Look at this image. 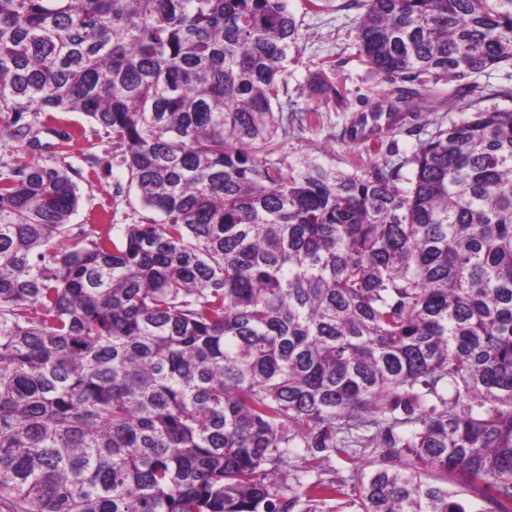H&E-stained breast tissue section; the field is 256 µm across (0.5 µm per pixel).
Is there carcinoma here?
Listing matches in <instances>:
<instances>
[{
  "mask_svg": "<svg viewBox=\"0 0 512 512\" xmlns=\"http://www.w3.org/2000/svg\"><path fill=\"white\" fill-rule=\"evenodd\" d=\"M361 8L386 79L512 66V0ZM297 39L286 0H0V112L84 113L162 215L62 248L68 171L0 172V512H292L296 448L380 450L360 512H512V108L289 168Z\"/></svg>",
  "mask_w": 512,
  "mask_h": 512,
  "instance_id": "obj_1",
  "label": "carcinoma"
}]
</instances>
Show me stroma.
Instances as JSON below:
<instances>
[{
    "instance_id": "obj_1",
    "label": "stroma",
    "mask_w": 512,
    "mask_h": 512,
    "mask_svg": "<svg viewBox=\"0 0 512 512\" xmlns=\"http://www.w3.org/2000/svg\"><path fill=\"white\" fill-rule=\"evenodd\" d=\"M353 2L321 0L320 8L315 9L308 0H288V8L299 23V39L288 62V94L282 99L288 135L281 139L276 159L296 169L312 162L361 175L376 166L400 164L437 126L447 127L464 119V111L449 104L462 84L475 86L477 108L512 107V100L504 96L505 91L512 89V67L505 66L464 81L454 79L431 86L429 111L383 135L378 146L348 142L345 133L355 116L386 103L395 89L394 84L372 71L357 54L355 26L362 11ZM319 74L336 86L342 96L339 104L322 107L318 94L311 92L309 85ZM55 125L72 132L67 146H58L56 137L44 131L38 134L39 146L29 149L0 136V171L19 160L67 169L81 194L79 207L69 223L71 235L94 225L111 224L119 228L142 223L149 212L142 207L134 189L129 188L120 152L113 148L111 138L95 135L92 124L80 112L57 113ZM304 456V449L299 448L288 460L289 470L300 474L303 481L302 487L295 490L299 501L293 512H307L304 487L319 478L336 479L343 487L342 495L329 501L322 512H358L351 503L353 477L369 470L374 458L372 449H356L350 459H326L319 471L308 470Z\"/></svg>"
}]
</instances>
